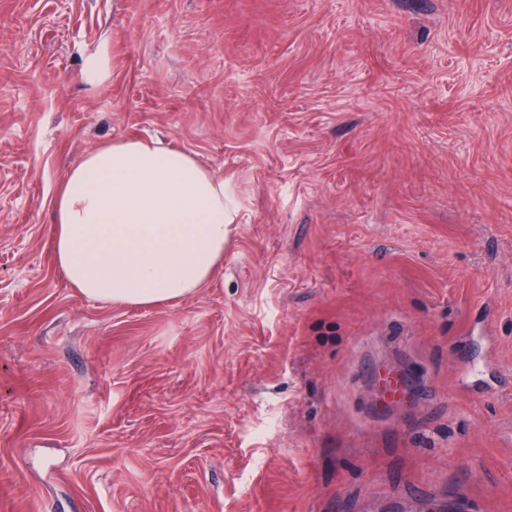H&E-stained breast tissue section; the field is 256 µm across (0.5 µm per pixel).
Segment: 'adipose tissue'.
Masks as SVG:
<instances>
[{
  "label": "adipose tissue",
  "mask_w": 512,
  "mask_h": 512,
  "mask_svg": "<svg viewBox=\"0 0 512 512\" xmlns=\"http://www.w3.org/2000/svg\"><path fill=\"white\" fill-rule=\"evenodd\" d=\"M51 246L72 286L113 305L194 294L224 260V180L157 142L99 145L61 176Z\"/></svg>",
  "instance_id": "obj_1"
}]
</instances>
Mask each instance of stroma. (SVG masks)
Segmentation results:
<instances>
[{
    "instance_id": "35a3bbf8",
    "label": "stroma",
    "mask_w": 512,
    "mask_h": 512,
    "mask_svg": "<svg viewBox=\"0 0 512 512\" xmlns=\"http://www.w3.org/2000/svg\"><path fill=\"white\" fill-rule=\"evenodd\" d=\"M121 139L224 179L191 297L56 264L57 180ZM427 495L512 512V0H0V512Z\"/></svg>"
}]
</instances>
